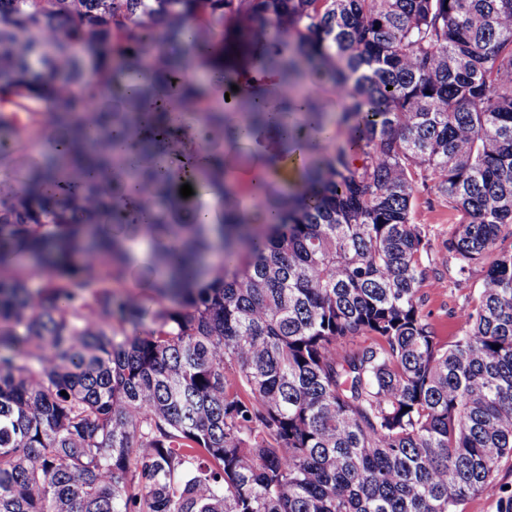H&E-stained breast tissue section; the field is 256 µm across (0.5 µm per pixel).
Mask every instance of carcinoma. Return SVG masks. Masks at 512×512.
Segmentation results:
<instances>
[{"instance_id": "obj_1", "label": "carcinoma", "mask_w": 512, "mask_h": 512, "mask_svg": "<svg viewBox=\"0 0 512 512\" xmlns=\"http://www.w3.org/2000/svg\"><path fill=\"white\" fill-rule=\"evenodd\" d=\"M172 46L153 122L186 104L234 148L264 94L228 112L170 74L264 59L288 152L317 154L303 193L273 179L244 212L213 149L193 176L224 218L173 222L179 174L133 134L153 84L99 107ZM51 135L0 194V268L53 274L0 276V512H460L491 489L512 512V0H0V153ZM426 182L460 279L493 257L447 337ZM136 268L150 306L112 289Z\"/></svg>"}]
</instances>
